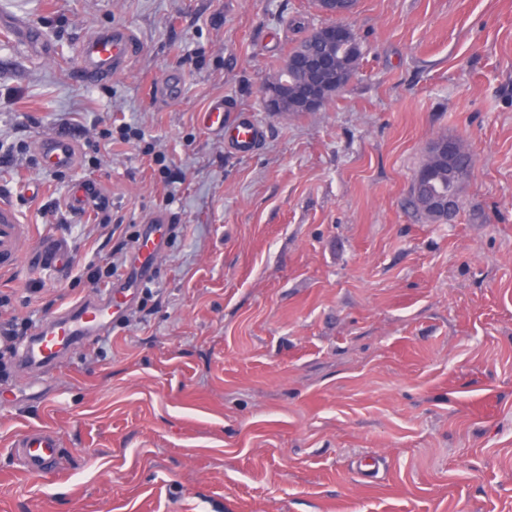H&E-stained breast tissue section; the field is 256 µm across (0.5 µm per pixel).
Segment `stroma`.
<instances>
[{"label": "stroma", "mask_w": 512, "mask_h": 512, "mask_svg": "<svg viewBox=\"0 0 512 512\" xmlns=\"http://www.w3.org/2000/svg\"><path fill=\"white\" fill-rule=\"evenodd\" d=\"M28 10L42 47L0 0V195L70 253L25 256L0 297L50 318L97 294L105 261L123 283L110 225L130 245L155 215L175 231L62 367L0 348V512H512V0H358L359 70L297 115L268 111L261 88L321 24L314 0ZM114 25L139 49L86 83L78 46ZM171 74L178 97L153 96ZM218 98L263 127L251 155L200 127ZM64 124L78 166L43 171L36 144ZM442 135L473 165L432 223L408 199ZM87 178L108 205L71 216ZM28 426L56 431L62 474L19 469L10 442Z\"/></svg>", "instance_id": "35a3bbf8"}]
</instances>
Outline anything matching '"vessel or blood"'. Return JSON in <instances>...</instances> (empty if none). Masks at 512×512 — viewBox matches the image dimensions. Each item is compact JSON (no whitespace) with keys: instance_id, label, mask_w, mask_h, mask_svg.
Wrapping results in <instances>:
<instances>
[{"instance_id":"b4317fda","label":"vessel or blood","mask_w":512,"mask_h":512,"mask_svg":"<svg viewBox=\"0 0 512 512\" xmlns=\"http://www.w3.org/2000/svg\"><path fill=\"white\" fill-rule=\"evenodd\" d=\"M136 43L126 28L115 26L102 29L82 40L79 46L81 72L87 82L95 83L111 79L128 68ZM199 121L203 127L223 132L224 141L237 154H251L263 137L259 125L242 118L234 124H226L223 100H213L201 112ZM39 156L44 168L50 170L75 169L78 152L75 144L62 136L42 139L38 144ZM101 189H90L86 182H78L69 193L67 205L76 214H83L102 202ZM169 226L160 216L150 218L148 231L139 240L133 252L132 277L148 270L162 249ZM37 250L42 258L54 261L65 254L66 249L57 239L37 236L31 225L25 224L8 200H0V274L16 271L30 250ZM120 305L114 304L111 292H103L94 299L69 304L57 316L45 321L35 332L32 340L17 348L21 363L38 366H58L64 361L68 348L77 342L97 336L108 329L112 317L118 316ZM60 439L45 427H31L20 432L10 444V452L19 468L29 475H50L60 459Z\"/></svg>"}]
</instances>
